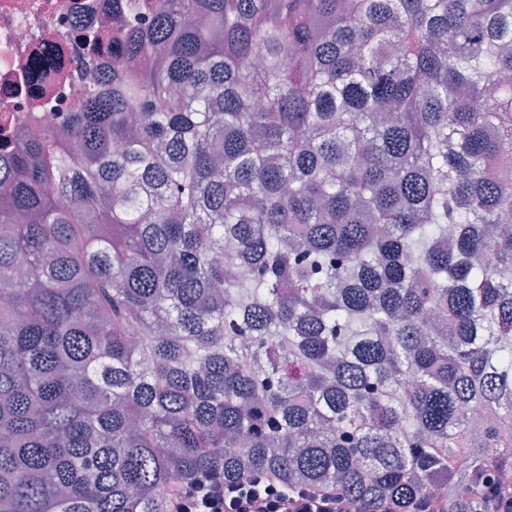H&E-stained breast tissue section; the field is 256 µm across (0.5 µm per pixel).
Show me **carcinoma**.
Wrapping results in <instances>:
<instances>
[{"label":"carcinoma","mask_w":512,"mask_h":512,"mask_svg":"<svg viewBox=\"0 0 512 512\" xmlns=\"http://www.w3.org/2000/svg\"><path fill=\"white\" fill-rule=\"evenodd\" d=\"M0 144V512L512 470V0H139Z\"/></svg>","instance_id":"1"}]
</instances>
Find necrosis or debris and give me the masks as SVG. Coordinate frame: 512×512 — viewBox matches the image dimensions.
Masks as SVG:
<instances>
[{
    "label": "necrosis or debris",
    "mask_w": 512,
    "mask_h": 512,
    "mask_svg": "<svg viewBox=\"0 0 512 512\" xmlns=\"http://www.w3.org/2000/svg\"><path fill=\"white\" fill-rule=\"evenodd\" d=\"M130 0H0V132L17 134L37 117L59 122L86 89L119 62L107 55L83 63L77 31L106 26L109 14L124 15Z\"/></svg>",
    "instance_id": "1"
}]
</instances>
